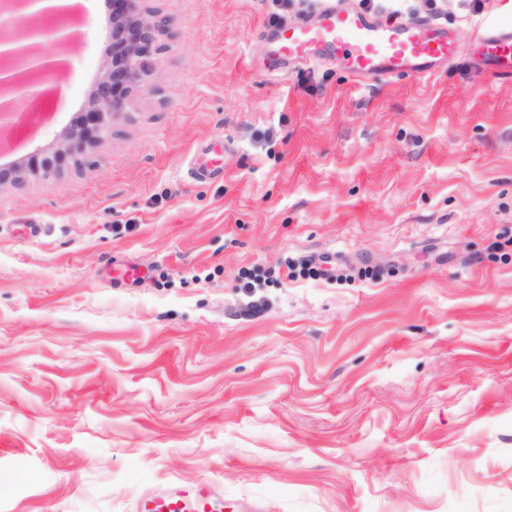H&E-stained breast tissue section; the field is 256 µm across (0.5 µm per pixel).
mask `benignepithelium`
<instances>
[{"label":"benign epithelium","mask_w":512,"mask_h":512,"mask_svg":"<svg viewBox=\"0 0 512 512\" xmlns=\"http://www.w3.org/2000/svg\"><path fill=\"white\" fill-rule=\"evenodd\" d=\"M47 0H0V153L19 121L23 100L33 89L51 83L69 64L72 34L48 27L51 19L67 15L71 6L45 7ZM145 0H111L112 53L93 86L82 120L54 135L52 141L28 155L0 165V188L42 180L81 159L112 131V120L130 111L137 93L152 83L154 63L165 50L161 36L165 21L144 6ZM19 19L32 22L19 44L14 26Z\"/></svg>","instance_id":"1"}]
</instances>
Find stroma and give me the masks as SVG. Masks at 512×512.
Instances as JSON below:
<instances>
[{
	"mask_svg": "<svg viewBox=\"0 0 512 512\" xmlns=\"http://www.w3.org/2000/svg\"><path fill=\"white\" fill-rule=\"evenodd\" d=\"M78 5L16 156L85 110L112 10ZM145 5L152 90L80 169L0 188V512L201 478L256 512H512V74L475 40L512 0H379L464 54L371 86L271 54L321 0Z\"/></svg>",
	"mask_w": 512,
	"mask_h": 512,
	"instance_id": "obj_1",
	"label": "stroma"
}]
</instances>
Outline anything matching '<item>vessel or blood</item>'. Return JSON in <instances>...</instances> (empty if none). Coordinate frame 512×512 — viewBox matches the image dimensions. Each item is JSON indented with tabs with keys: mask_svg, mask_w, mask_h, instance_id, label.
I'll return each mask as SVG.
<instances>
[{
	"mask_svg": "<svg viewBox=\"0 0 512 512\" xmlns=\"http://www.w3.org/2000/svg\"><path fill=\"white\" fill-rule=\"evenodd\" d=\"M479 39L497 70L512 71V26H489ZM270 41L275 54L286 62L339 55L346 72L358 81L406 73L431 76L459 53L453 34L431 19L383 20L366 8L345 5L344 0H327L317 18H296L271 34ZM133 512H227V508L223 493L208 481H172L141 493Z\"/></svg>",
	"mask_w": 512,
	"mask_h": 512,
	"instance_id": "b4317fda",
	"label": "vessel or blood"
}]
</instances>
